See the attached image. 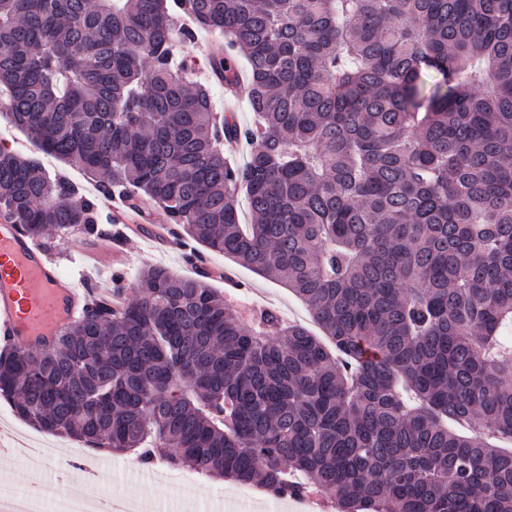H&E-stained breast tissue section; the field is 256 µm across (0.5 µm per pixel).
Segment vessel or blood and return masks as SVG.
<instances>
[{
	"label": "vessel or blood",
	"instance_id": "obj_1",
	"mask_svg": "<svg viewBox=\"0 0 512 512\" xmlns=\"http://www.w3.org/2000/svg\"><path fill=\"white\" fill-rule=\"evenodd\" d=\"M89 290L64 274L45 250L0 219V351L53 339L80 318Z\"/></svg>",
	"mask_w": 512,
	"mask_h": 512
}]
</instances>
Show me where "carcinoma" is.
Masks as SVG:
<instances>
[{
    "label": "carcinoma",
    "instance_id": "cac0c4a2",
    "mask_svg": "<svg viewBox=\"0 0 512 512\" xmlns=\"http://www.w3.org/2000/svg\"><path fill=\"white\" fill-rule=\"evenodd\" d=\"M197 28L250 126L173 63ZM0 112L178 244L285 284L328 339L147 267L136 299L0 353L21 420L336 512H512V0H0ZM2 215L40 245L100 224L0 147Z\"/></svg>",
    "mask_w": 512,
    "mask_h": 512
}]
</instances>
